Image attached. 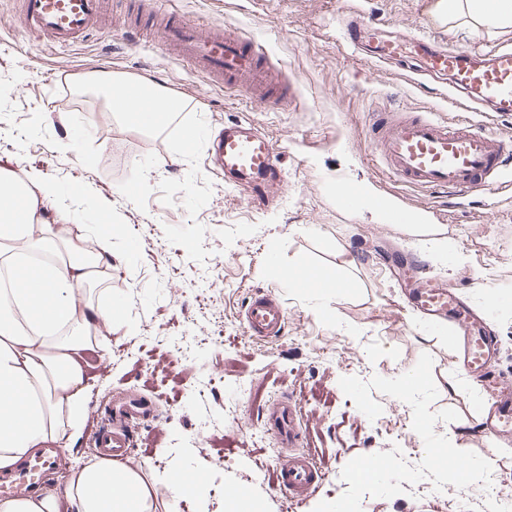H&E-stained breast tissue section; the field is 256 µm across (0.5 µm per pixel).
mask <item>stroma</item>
I'll list each match as a JSON object with an SVG mask.
<instances>
[{
	"mask_svg": "<svg viewBox=\"0 0 512 512\" xmlns=\"http://www.w3.org/2000/svg\"><path fill=\"white\" fill-rule=\"evenodd\" d=\"M111 30L55 55L26 32L20 0H0V167L23 164L43 178L71 213L95 232L119 225L112 267L86 286L89 304L110 308L99 324L102 354H87L84 409L93 415L113 394L136 392L160 406L141 425L161 436L136 450L156 512L171 493L155 471L202 472L199 496L180 512H224L227 490L247 493L257 512H284L285 498L266 465L276 440L256 419L260 406L289 397L300 409V448L317 458L326 478L296 512H313L340 497L353 458L400 448L418 464L424 443L410 407L381 393L368 419L339 386L344 376L370 381L411 370L422 353L433 358L438 396L432 411L459 418L435 433L481 456L497 455L493 477L512 469V446L496 448L476 428L484 396L454 362L448 329L424 321L400 298V282L382 258L390 248L415 251L428 273L448 279L482 307L501 340L495 365L512 381V184L495 191L450 195L397 181L372 155L368 130L376 114L424 112L439 119L479 114L448 106L414 80L370 63L344 46L341 25L349 0H162L201 26L224 24L269 45L273 62L300 84L296 103L280 111L257 107L245 89L207 82L189 62L168 56L155 30L140 25L137 0H107ZM438 0H360L367 16L427 32L454 48L512 44V28L451 25ZM144 80L176 94L177 121L159 135L113 121L97 125L98 74ZM245 118L278 144L286 187L274 201L250 204L208 165L206 146L188 148L185 124L212 136ZM361 183L369 199L349 212L336 199V178ZM388 198L418 214L419 226L381 217L372 206ZM346 263V288L302 291L284 271H322ZM257 289L271 291L289 313L283 336L255 342L239 311ZM333 309L326 319L324 309ZM362 512H512L476 484L460 493L435 491L424 480L391 498L364 495Z\"/></svg>",
	"mask_w": 512,
	"mask_h": 512,
	"instance_id": "stroma-1",
	"label": "stroma"
}]
</instances>
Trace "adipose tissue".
Returning a JSON list of instances; mask_svg holds the SVG:
<instances>
[{
    "mask_svg": "<svg viewBox=\"0 0 512 512\" xmlns=\"http://www.w3.org/2000/svg\"><path fill=\"white\" fill-rule=\"evenodd\" d=\"M449 22L488 29L512 26V0H439ZM18 197L23 214L5 201ZM41 182L0 168V470L34 449L80 432L81 357L102 349L98 325L108 309L90 306L82 288L112 266L111 231L96 248L65 215L50 218ZM26 271L27 287L16 280ZM143 474L104 462L80 469L59 491L0 502V512H154Z\"/></svg>",
    "mask_w": 512,
    "mask_h": 512,
    "instance_id": "1",
    "label": "adipose tissue"
}]
</instances>
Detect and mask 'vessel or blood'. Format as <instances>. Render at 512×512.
I'll use <instances>...</instances> for the list:
<instances>
[{"mask_svg":"<svg viewBox=\"0 0 512 512\" xmlns=\"http://www.w3.org/2000/svg\"><path fill=\"white\" fill-rule=\"evenodd\" d=\"M105 4L106 0H22L23 23L26 30L46 37L49 46L67 49L101 29ZM159 31L167 53L191 61L210 82L225 88L247 84L257 106L283 109L299 96L297 82L273 65L266 47L237 28L205 32L200 24L171 14ZM343 40L352 49L367 48L369 61L395 63L403 70L415 67L421 75L443 81L453 106L469 110L481 104L494 114H512V47L457 50L423 33L382 37L375 33L373 21L361 14L346 22ZM373 147L386 169L403 183L452 194L500 183L506 161L512 158V142L490 127L412 113L380 118ZM208 156L226 184L247 186L255 202L271 200L285 186L276 142L249 120L226 122L210 141ZM338 198L352 211L362 203L364 191L342 178ZM410 295L423 314L447 321L458 339V364L486 384L492 403L480 414L479 432L495 443L512 442V384L491 375L497 340L483 326L479 309L453 287L433 280L417 281ZM240 321L247 336L269 342L283 335L289 317L276 296L256 290L243 304ZM149 410L138 395L100 406L92 433L98 457L126 460L139 443L138 430ZM261 417L266 431L289 450L272 464L276 487L289 501L302 502L321 486L324 473L309 454L294 450L300 439L296 407L281 400L262 407ZM60 456V449L44 448L25 459L9 478L0 480V501L43 489L53 480Z\"/></svg>","mask_w":512,"mask_h":512,"instance_id":"obj_1","label":"vessel or blood"}]
</instances>
